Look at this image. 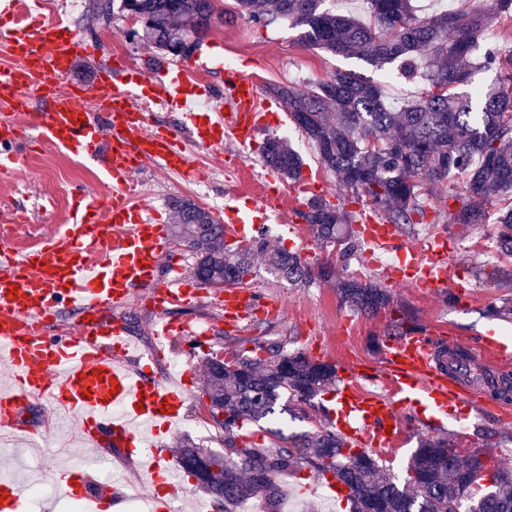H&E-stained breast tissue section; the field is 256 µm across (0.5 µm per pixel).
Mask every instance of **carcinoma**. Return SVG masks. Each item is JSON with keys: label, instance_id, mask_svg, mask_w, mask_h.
Returning <instances> with one entry per match:
<instances>
[{"label": "carcinoma", "instance_id": "carcinoma-1", "mask_svg": "<svg viewBox=\"0 0 512 512\" xmlns=\"http://www.w3.org/2000/svg\"><path fill=\"white\" fill-rule=\"evenodd\" d=\"M328 2L236 0L239 12L257 23L287 22L306 48L356 58L376 69L397 62L409 76L419 75L426 59L425 86L398 109L379 84L352 70L310 88L275 85L270 92L314 145L324 169L348 192L347 202L365 199L381 220L399 229L423 224V189L461 176L466 192L448 193L431 223L456 225L460 235H469L487 223L488 199L512 192V51L478 43L491 17L512 23V0H491L488 10L452 9L427 17L418 15L414 0H366V20L339 13ZM121 8L139 17L140 29L131 35L165 56L189 57L212 25L224 22L216 0H121ZM477 69L495 72V82L475 83ZM262 155L289 181L302 176L303 161L287 140L267 139ZM345 206L313 198L300 216L323 246L353 253L362 241L355 213ZM170 207L174 235L195 256L193 276L208 288L246 285L260 257L290 283L333 285L340 304L364 314L392 302L386 286L338 280L331 266L313 267L265 237L230 248L224 225L191 199L175 198ZM495 224L497 248L512 258V204L499 208ZM482 275L494 287L512 284V267L489 265ZM232 356L235 369L213 354L200 365L201 396L209 400L213 421L224 428V452L188 440L176 450L196 488L224 512H236L254 498L263 500L268 512H279L277 478L301 466L344 484L349 512H512V473L486 464L477 453L459 455L446 437L421 442L407 466L418 478L402 482L378 455L353 450L324 426L298 435L290 448H256L241 441L244 421L268 422L284 413L308 419L312 411L329 420L319 397L336 385V368L258 338L234 339ZM473 470L483 473L488 485L473 487L468 479Z\"/></svg>", "mask_w": 512, "mask_h": 512}]
</instances>
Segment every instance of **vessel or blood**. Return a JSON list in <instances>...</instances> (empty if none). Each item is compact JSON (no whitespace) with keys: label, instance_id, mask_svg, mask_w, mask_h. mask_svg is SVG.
I'll return each instance as SVG.
<instances>
[{"label":"vessel or blood","instance_id":"vessel-or-blood-1","mask_svg":"<svg viewBox=\"0 0 512 512\" xmlns=\"http://www.w3.org/2000/svg\"><path fill=\"white\" fill-rule=\"evenodd\" d=\"M0 50L14 60L0 70V176L12 175L25 160L18 146L26 138L96 160L112 182L110 195L79 189L71 221L44 234L38 249L20 250L0 243V363L11 372L0 388V428H15L31 399L63 406L79 420L85 441L127 449L142 459L140 483L154 512H170L184 485V471L162 446H147L144 430L159 432L179 424L185 383L171 384L148 372L132 370L130 344L120 319L110 311L123 307L141 288L156 315L152 332L158 342L173 338L208 344L189 324L171 322L172 306L199 298L197 281L160 278L162 260L171 251L167 225L150 220L137 203L134 174L146 162L164 171L200 178L177 130L154 124L143 103L186 114L197 144L220 149L225 137L249 146L266 115L251 76L225 74L230 98L227 113L198 109L208 91L191 70L147 75L122 62L102 65L92 87L68 82L77 59L93 56L91 45L61 22L35 12L20 13L19 0H0ZM97 99L105 119L90 112ZM40 101L32 112V101ZM224 208V232L246 244L267 220L265 206L248 192ZM357 229L367 245L396 251V264L386 266L387 285L439 292L451 281L448 240L437 234L421 243H401L393 225L362 219ZM227 327L238 328L252 317L277 315L280 301L242 287H228L217 297ZM77 320L67 332L51 329L63 309ZM477 360L483 366L512 364V344L481 338ZM386 361L390 394L360 391L361 370L350 367L334 395L337 431L354 446L390 448L402 439L400 410L412 405L429 415L466 413L473 402L465 373L470 363L441 357L422 330L390 341ZM77 486L85 512H112L119 507L115 483H105L89 469L67 473L62 488ZM5 503L0 512H21L27 497L18 480L0 477Z\"/></svg>","mask_w":512,"mask_h":512}]
</instances>
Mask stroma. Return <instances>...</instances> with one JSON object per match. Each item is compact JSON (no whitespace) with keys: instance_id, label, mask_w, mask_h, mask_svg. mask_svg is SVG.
Returning a JSON list of instances; mask_svg holds the SVG:
<instances>
[{"instance_id":"obj_1","label":"stroma","mask_w":512,"mask_h":512,"mask_svg":"<svg viewBox=\"0 0 512 512\" xmlns=\"http://www.w3.org/2000/svg\"><path fill=\"white\" fill-rule=\"evenodd\" d=\"M69 22L97 49L96 57L74 64L68 75L69 82L92 85L98 67L115 58L147 71L160 67L165 61L155 49L129 37L128 31L134 28L135 20L123 14L120 8H113L112 20L106 23L94 9L93 0H78L70 11ZM204 42L213 52L205 72L208 82L219 83L221 70L231 68L251 75L264 100L269 97L270 86L287 84L302 88L347 69L380 84L393 103H402L411 92L410 85L400 78L395 67L377 71L354 59L346 60L302 48L296 43L295 32L283 22L263 27L249 17L238 16L229 23L212 27ZM270 111V125L256 133L254 147L250 150L240 149L233 139L228 138L222 151L216 152L199 146L189 134H182V143L194 165L206 170L202 186L163 172L152 163L140 166L135 177L146 189V203L163 223L171 225L175 222L170 207L174 198L192 199L212 211L223 208L231 193L236 191L252 193L258 186L270 182L277 188H284V181L262 159L261 147L270 136H285L302 157L303 171L312 178L315 194L331 201L342 197L343 191L335 175L321 166L314 147L294 127L286 109L275 102ZM23 149L27 153L25 166L11 177L0 178V215L13 213L23 206L28 209L29 227L15 230L11 236L12 244L21 250L36 244L42 232L67 224L72 208V189L82 186L105 193L112 188L107 174L83 157L31 140L25 142ZM262 232L274 239L279 248L300 254L309 262L330 261L339 275L351 276L364 283L382 277V262L369 263L357 256L345 260L339 249L323 247L297 212H289L284 221L279 216H271ZM448 246L454 271L453 300L445 301L440 292L396 288L392 291L395 306H401L420 326L432 330L441 347L464 346L490 331L496 339L512 342V320L504 321L488 313L490 306L499 304L504 289L490 287L474 274L475 266L497 260L493 224L479 226L463 240L449 235ZM249 285L280 298L287 310L276 319L255 320L242 329V336H261L283 343L288 352L307 353L312 345L321 344L325 350L324 361L337 364L351 360L363 367L366 377L359 380L360 389L385 392L381 374L386 363V345L393 335L390 328L394 317L392 308L380 310L373 316L364 315L339 305L336 291L330 285L294 286L279 279L262 264L258 265ZM117 315L125 323L129 339L138 353H147L154 342L149 332L154 315L145 301L144 292H136L124 307L118 309ZM169 316L179 322L207 327L211 338V346L206 351H188L180 341H173L151 366L153 374L162 379L167 376L164 364L172 359L179 361L182 370L192 372L186 400V407L192 412L199 404L200 362L209 351L230 354L228 332L219 320L216 302L208 296L174 307ZM493 404L489 391H478L473 407L463 421L454 415L431 419L413 409L403 410L404 440L394 454L386 456L387 467L395 476L405 477L408 459L420 440L440 435L452 439L457 453L463 456L483 448L493 461L512 458V421L493 414ZM22 426V431L7 438L0 447L10 458L9 468L0 467V476H11L29 486L44 484L52 491L51 496L39 502L25 503L24 512H82L79 500L59 492L57 484L60 475L82 464L98 473L108 472L112 477L124 479L122 512H149L146 492L138 480L139 461L129 459L119 449L109 446L82 447L75 431L74 416L55 417L48 404L38 399L30 405ZM488 431L495 434L490 444L484 438ZM223 436V430L214 424L196 429L181 423L157 433L155 440L172 450L180 440L187 438L201 447L220 452L224 449Z\"/></svg>"}]
</instances>
